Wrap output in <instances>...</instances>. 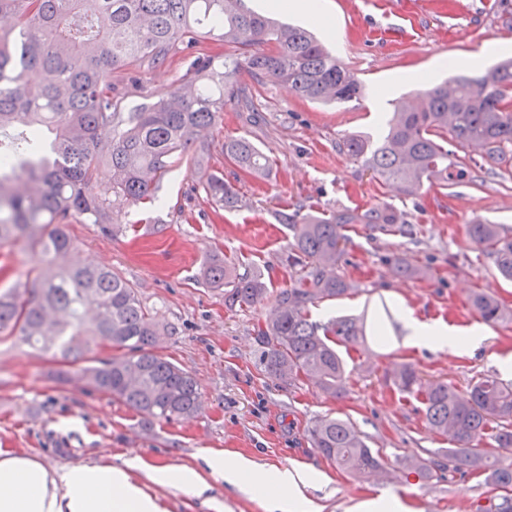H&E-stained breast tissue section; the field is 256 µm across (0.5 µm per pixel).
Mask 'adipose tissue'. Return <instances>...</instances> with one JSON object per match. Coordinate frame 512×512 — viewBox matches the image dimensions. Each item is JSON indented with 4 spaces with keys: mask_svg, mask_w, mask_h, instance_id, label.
<instances>
[{
    "mask_svg": "<svg viewBox=\"0 0 512 512\" xmlns=\"http://www.w3.org/2000/svg\"><path fill=\"white\" fill-rule=\"evenodd\" d=\"M397 320L409 347L470 351L480 342L477 327L461 328L398 306ZM209 471L244 485L270 503V512H314L302 488L308 477L299 468L259 473L255 463L239 454L212 452ZM0 512H163L135 482L129 470L108 462L47 469L39 461L0 449Z\"/></svg>",
    "mask_w": 512,
    "mask_h": 512,
    "instance_id": "ef3b65f1",
    "label": "adipose tissue"
}]
</instances>
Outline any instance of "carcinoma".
Listing matches in <instances>:
<instances>
[{
  "instance_id": "1",
  "label": "carcinoma",
  "mask_w": 512,
  "mask_h": 512,
  "mask_svg": "<svg viewBox=\"0 0 512 512\" xmlns=\"http://www.w3.org/2000/svg\"><path fill=\"white\" fill-rule=\"evenodd\" d=\"M0 248L22 245L36 260L22 286L0 292V338L15 336L65 357L84 358L85 337L95 336L125 350L107 359L90 358L81 377L94 390L153 420L169 421L200 411L198 383L188 370L154 352L161 336L172 335L135 289L112 271L63 262L72 247L70 219L112 233L114 205L161 203L159 185L171 160L195 147L194 166L204 165L214 127L229 106L255 108L256 87L289 84L310 102L348 103L361 94L350 67L333 57L307 30L250 10L245 0H0ZM218 40L235 48L224 59L205 51ZM194 59L177 84L127 112L112 77L127 79L167 64L177 54ZM246 72L254 86L232 83ZM376 143L348 136L342 149L375 177L412 193L427 181L442 189L467 172L468 162L448 159L446 144L486 149L493 159L512 148V60L476 79L453 76L419 96L398 101ZM224 160L249 176L265 175L269 159L245 136L224 139ZM112 167V182L100 186V163ZM202 189L226 210L240 207L235 188L218 171ZM288 226V266L298 278L270 294L263 275L226 258L204 269L207 282L224 289L233 312L273 298L271 314L257 327L260 370L292 384L303 378L339 396L347 381L338 346L365 344L363 323L351 317L323 322L308 308L353 290L335 273L347 244L349 224L400 231L413 237L388 206L364 212L312 214L298 205L280 213ZM471 241L512 282V233L499 224L467 225ZM471 307L486 323L499 324L507 311L492 294L475 291ZM389 381L423 405L427 426L452 436L455 447L427 459H410L405 469L426 479L445 473L477 474L490 488L483 506L469 512H512V384L486 375L467 397L444 380H427L411 364L398 366ZM501 450L489 455L485 436ZM315 451L354 476L383 468L351 422L321 417L308 429Z\"/></svg>"
}]
</instances>
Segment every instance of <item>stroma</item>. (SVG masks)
<instances>
[{"instance_id":"35a3bbf8","label":"stroma","mask_w":512,"mask_h":512,"mask_svg":"<svg viewBox=\"0 0 512 512\" xmlns=\"http://www.w3.org/2000/svg\"><path fill=\"white\" fill-rule=\"evenodd\" d=\"M335 37L321 23L307 29L347 63L363 84L362 97L346 104L297 98L287 84L265 85L257 116L225 109L207 136L208 167L223 171L242 199L235 211H214L202 189V174L182 158L163 179L161 204L118 205L111 235L93 224L68 226L74 247L68 260L112 269L136 288L143 301L172 327L157 354L190 371L199 385L200 413L171 421L148 420L122 402L93 390L80 377L83 361L32 349L18 340L0 341V448L31 456L50 469L103 461L124 465L132 455L156 467H188L205 473L204 497L135 478L165 512H267L245 487L209 474L211 451L239 453L260 466L301 465L322 473L326 484L304 487L320 512H358L365 499L383 495L403 501L411 512H466L484 496L481 478L423 480L403 472L401 459L426 457L450 447L448 436L431 431L421 405L401 395L385 376L409 362L430 379L466 393L472 380L496 375L512 380V322L488 326L479 348L455 354L405 346L402 338L380 343L375 322L402 301L425 315L459 327L478 324L469 306L478 289L512 310V283L467 235L481 220L512 229V156L468 170L457 184L422 185L402 194L374 177L340 144L350 134L378 137L391 100L412 95L447 77L477 76L512 57V0H330ZM189 58L143 73L123 86L133 108L168 90L186 71ZM248 137L270 160L262 180L235 174L224 162L225 137ZM332 213L389 205L413 224L416 238L399 231H369L352 224L336 272L353 291L311 307V319L350 316L364 320L365 345L342 350L349 378L337 398L315 383L285 386L257 367L255 330L268 305L230 312L224 291L211 287L203 269L212 255L261 271L272 288L289 283V231L278 219L285 205ZM403 255L428 271L423 278L395 275L391 260ZM329 415L350 420L387 461L389 481L357 478L339 470L312 448L307 431Z\"/></svg>"}]
</instances>
